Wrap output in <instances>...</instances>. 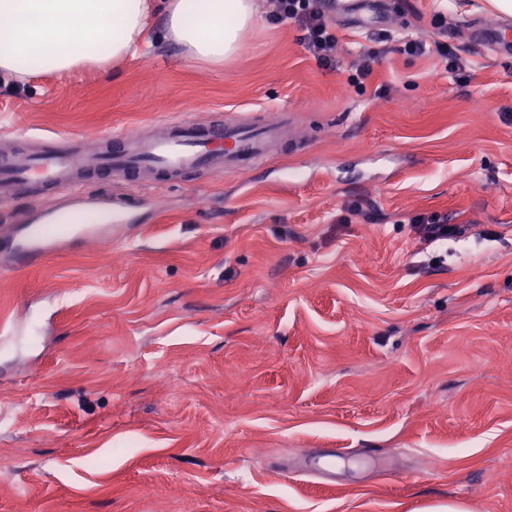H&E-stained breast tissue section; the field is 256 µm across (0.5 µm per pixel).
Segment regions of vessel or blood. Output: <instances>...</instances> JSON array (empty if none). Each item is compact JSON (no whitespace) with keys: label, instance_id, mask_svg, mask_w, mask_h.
<instances>
[{"label":"vessel or blood","instance_id":"vessel-or-blood-1","mask_svg":"<svg viewBox=\"0 0 512 512\" xmlns=\"http://www.w3.org/2000/svg\"><path fill=\"white\" fill-rule=\"evenodd\" d=\"M283 119L262 118L256 122H227L212 127L180 120L169 123L167 132L148 137L139 132L113 134L112 147L94 156H85L83 138L73 139L72 149L57 153L36 154L19 163L8 156L0 157V189L13 188L36 179L64 190L100 171L132 173L143 167L162 169L178 175L188 168H240L260 164L268 143L279 140L285 132ZM101 209L88 206L68 212L65 219L55 217L26 227L25 249L18 258L27 266L69 240L73 230L84 239L105 236Z\"/></svg>","mask_w":512,"mask_h":512}]
</instances>
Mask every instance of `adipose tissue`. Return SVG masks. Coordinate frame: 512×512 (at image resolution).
<instances>
[{
  "label": "adipose tissue",
  "mask_w": 512,
  "mask_h": 512,
  "mask_svg": "<svg viewBox=\"0 0 512 512\" xmlns=\"http://www.w3.org/2000/svg\"><path fill=\"white\" fill-rule=\"evenodd\" d=\"M190 62L223 64L257 19L255 0H0V76L23 82L135 56L155 12Z\"/></svg>",
  "instance_id": "1"
}]
</instances>
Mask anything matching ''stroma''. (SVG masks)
Returning <instances> with one entry per match:
<instances>
[{
  "label": "stroma",
  "mask_w": 512,
  "mask_h": 512,
  "mask_svg": "<svg viewBox=\"0 0 512 512\" xmlns=\"http://www.w3.org/2000/svg\"><path fill=\"white\" fill-rule=\"evenodd\" d=\"M319 63L296 24L259 19L224 66L152 28L106 73L0 77V149L186 119L283 116L244 170L91 178L129 205L111 239L12 267L0 199V512H512V54L472 30L485 0H382L329 13ZM457 47L466 67L403 52ZM380 50L364 94L343 80ZM418 213L464 234L431 248ZM336 475L308 471L314 450ZM404 51L410 54L424 55L427 52H434L445 60V67L448 73H460L464 69L461 56L458 54V48L443 42H434V48H431L426 41L411 39L404 43Z\"/></svg>",
  "instance_id": "obj_1"
}]
</instances>
